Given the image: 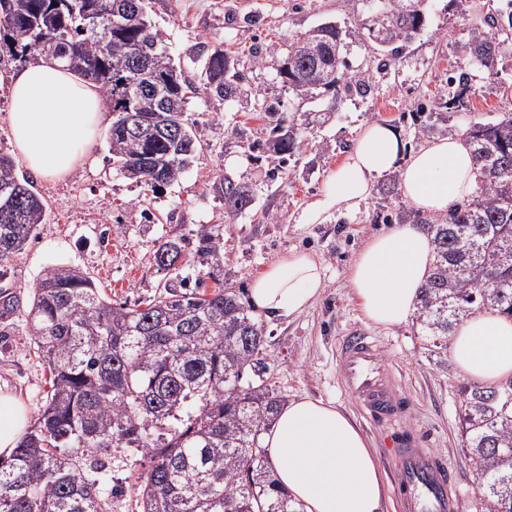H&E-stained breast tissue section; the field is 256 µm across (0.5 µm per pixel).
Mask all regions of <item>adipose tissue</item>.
I'll return each mask as SVG.
<instances>
[{
	"mask_svg": "<svg viewBox=\"0 0 512 512\" xmlns=\"http://www.w3.org/2000/svg\"><path fill=\"white\" fill-rule=\"evenodd\" d=\"M13 146L36 175L59 179L88 159L105 112L99 91L77 73L44 57L17 71L10 92ZM399 172L400 191L417 210L437 215L477 189L478 167L465 137L434 139L405 153L399 131L368 124L333 170L304 216L321 224L335 212L367 199L377 178ZM433 263L429 236L418 225L397 224L373 236L350 270L365 317L398 326L413 316ZM324 284V268L295 252L251 282L252 304L279 317L310 306ZM454 363L475 384L493 386L512 377V321L482 310L459 324L451 340ZM28 425L26 408L0 392V457H10ZM264 445L274 477L305 512H382L384 487L377 460L356 424L320 399L303 397L278 412Z\"/></svg>",
	"mask_w": 512,
	"mask_h": 512,
	"instance_id": "adipose-tissue-1",
	"label": "adipose tissue"
}]
</instances>
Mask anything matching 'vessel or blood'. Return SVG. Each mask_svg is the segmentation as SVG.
Returning <instances> with one entry per match:
<instances>
[{
    "label": "vessel or blood",
    "mask_w": 512,
    "mask_h": 512,
    "mask_svg": "<svg viewBox=\"0 0 512 512\" xmlns=\"http://www.w3.org/2000/svg\"><path fill=\"white\" fill-rule=\"evenodd\" d=\"M336 370L362 416L384 435L385 456L394 462L404 492V512H458L455 469L412 429V408L385 366L376 338L351 330L337 348Z\"/></svg>",
    "instance_id": "b4317fda"
}]
</instances>
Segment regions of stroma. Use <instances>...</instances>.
Segmentation results:
<instances>
[{
  "instance_id": "obj_1",
  "label": "stroma",
  "mask_w": 512,
  "mask_h": 512,
  "mask_svg": "<svg viewBox=\"0 0 512 512\" xmlns=\"http://www.w3.org/2000/svg\"><path fill=\"white\" fill-rule=\"evenodd\" d=\"M461 2L424 0V32L406 48L395 72L385 75L366 66L365 37L357 30L361 0H150L166 51L187 81L196 86L199 81V46H220L245 77L242 94L224 101L197 86L186 117L196 124L202 150L162 192H151L113 167L105 128L95 142L93 162L61 179H37L47 219L11 262L7 280L13 293L29 304L43 271L62 264L81 268L106 295L131 305L158 294L166 280L154 259L159 241L182 237L191 242L205 230L223 237L224 285L239 291L246 302L251 280L268 266L294 251L314 254L325 268L315 303L297 316L262 319L268 383L288 401L307 396L332 402L355 422L370 447L378 448L377 431L342 391L336 374L339 340L351 329L369 330L413 404L412 427L455 466L462 492L459 512H475L479 491L460 431L459 388L466 377L450 353L432 352L415 321L390 328L370 324L349 281L353 259L373 235L390 228L388 213L406 208V201L375 191L357 209L332 214L324 223L299 222L367 124L394 127L410 150L429 142V135L415 129L410 112L442 96L449 75L463 62L458 43L466 39L475 17L464 13ZM327 20L348 29L351 73L367 80L371 92L364 99L342 98L328 120L302 130L306 149L282 165L269 150L256 148L267 133L254 106L275 96L292 112L325 109L322 100L299 103L277 83L276 71L283 62L280 46ZM258 47L263 50L259 57L254 54ZM474 86L467 110L453 118L462 129L501 115L506 99L512 98V64H503L491 77L477 73ZM227 178L248 186L254 195L251 208L231 217L225 216L220 195ZM48 377L24 316L16 312L0 318V390L13 394L34 417L47 400ZM147 466L141 450L113 449L109 471L101 478L114 491L112 512H136L128 487Z\"/></svg>"
}]
</instances>
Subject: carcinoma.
Segmentation results:
<instances>
[{
  "mask_svg": "<svg viewBox=\"0 0 512 512\" xmlns=\"http://www.w3.org/2000/svg\"><path fill=\"white\" fill-rule=\"evenodd\" d=\"M134 1L147 8V0H0L7 49L0 63L54 48L51 58L95 84L112 110V163L156 193L177 181L201 145L184 120L192 86L159 47L150 13L127 9ZM365 2L359 29L376 68H387L424 31V0ZM96 14L112 24L105 44L90 31ZM319 27L317 35L288 41L282 87L302 101L367 96L369 83L350 76L346 32L333 21ZM461 49L465 64L452 76V94L413 113L421 134L438 120L457 132L448 115L466 107L471 70L492 76L512 59V0L502 13L485 12ZM200 52L203 87L225 101L236 98L242 76L224 50ZM255 108L281 163L302 153L297 114L282 111L277 97ZM463 133L480 167L477 195L444 215L417 212L412 219L435 251L416 323L440 350L479 310L512 319V111L472 122ZM18 167L0 154V281L4 263L46 220L44 200ZM220 189L228 217L253 202L247 186L228 178ZM222 241L210 232L198 236L192 286L175 272L182 240L158 243L155 262L173 275L158 295L131 307L112 303L76 268L44 270L23 313L50 371V397L12 455L0 458V512H112V494L88 473L105 471L114 447L140 448L149 459L131 486L141 512H300L270 474L263 435L284 398L261 379L263 325L239 292L224 287ZM460 391L465 450L480 490L476 512H512V378Z\"/></svg>",
  "mask_w": 512,
  "mask_h": 512,
  "instance_id": "cac0c4a2",
  "label": "carcinoma"
}]
</instances>
